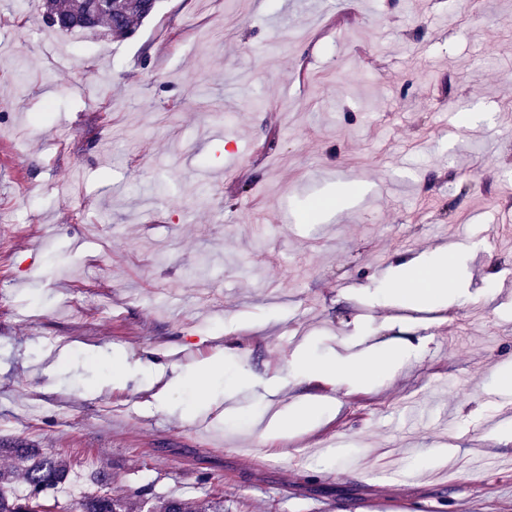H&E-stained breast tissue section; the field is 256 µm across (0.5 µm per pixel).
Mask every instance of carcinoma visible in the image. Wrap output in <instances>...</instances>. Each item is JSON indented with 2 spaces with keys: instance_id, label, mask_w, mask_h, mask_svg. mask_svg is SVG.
I'll list each match as a JSON object with an SVG mask.
<instances>
[{
  "instance_id": "cac0c4a2",
  "label": "carcinoma",
  "mask_w": 512,
  "mask_h": 512,
  "mask_svg": "<svg viewBox=\"0 0 512 512\" xmlns=\"http://www.w3.org/2000/svg\"><path fill=\"white\" fill-rule=\"evenodd\" d=\"M158 0H110L106 9L98 0H42V10L53 15L46 25L61 32L103 29L116 40L132 37L150 17ZM0 455L17 465L0 468V512H56L51 493L66 483L71 465L43 448H2ZM112 475L99 472L96 488L77 499V512H224V501L156 499L141 489L132 495L111 491Z\"/></svg>"
}]
</instances>
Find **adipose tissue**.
<instances>
[{
	"label": "adipose tissue",
	"instance_id": "1",
	"mask_svg": "<svg viewBox=\"0 0 512 512\" xmlns=\"http://www.w3.org/2000/svg\"><path fill=\"white\" fill-rule=\"evenodd\" d=\"M459 260L448 251L437 249L420 257H403L386 276L382 295L389 304L409 307L448 308L460 292ZM416 353L410 342L399 341L370 346L353 356L314 361L297 352L295 364L306 381H320L337 389L352 391L370 388L391 378ZM330 411L327 402L300 398L278 411L267 428L268 434L284 436L310 426L314 419Z\"/></svg>",
	"mask_w": 512,
	"mask_h": 512
}]
</instances>
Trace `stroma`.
Instances as JSON below:
<instances>
[{
	"mask_svg": "<svg viewBox=\"0 0 512 512\" xmlns=\"http://www.w3.org/2000/svg\"><path fill=\"white\" fill-rule=\"evenodd\" d=\"M41 13L0 0V444L224 512H512V0H160L123 41ZM437 247L464 301L376 304ZM393 320L395 378L297 377ZM298 396L336 412L263 437Z\"/></svg>",
	"mask_w": 512,
	"mask_h": 512,
	"instance_id": "35a3bbf8",
	"label": "stroma"
}]
</instances>
